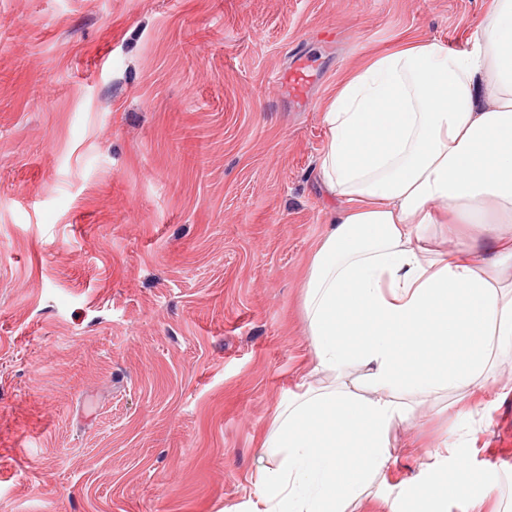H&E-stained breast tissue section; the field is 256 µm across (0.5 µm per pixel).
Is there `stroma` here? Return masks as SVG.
<instances>
[{
    "label": "stroma",
    "mask_w": 512,
    "mask_h": 512,
    "mask_svg": "<svg viewBox=\"0 0 512 512\" xmlns=\"http://www.w3.org/2000/svg\"><path fill=\"white\" fill-rule=\"evenodd\" d=\"M491 0H0V512H240L312 367L303 281L336 206L322 106ZM308 57L306 104L278 73ZM459 438L512 501V393L425 405L355 512H417Z\"/></svg>",
    "instance_id": "obj_1"
}]
</instances>
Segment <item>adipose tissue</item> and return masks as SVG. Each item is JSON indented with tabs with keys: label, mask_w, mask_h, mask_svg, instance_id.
<instances>
[{
	"label": "adipose tissue",
	"mask_w": 512,
	"mask_h": 512,
	"mask_svg": "<svg viewBox=\"0 0 512 512\" xmlns=\"http://www.w3.org/2000/svg\"><path fill=\"white\" fill-rule=\"evenodd\" d=\"M455 52L410 37L351 70L324 104L319 177L338 207L305 275L312 375L261 445L276 461L246 512H349L389 469L390 433L427 399L501 383L512 356V0ZM441 440L426 512L474 477Z\"/></svg>",
	"instance_id": "obj_1"
}]
</instances>
